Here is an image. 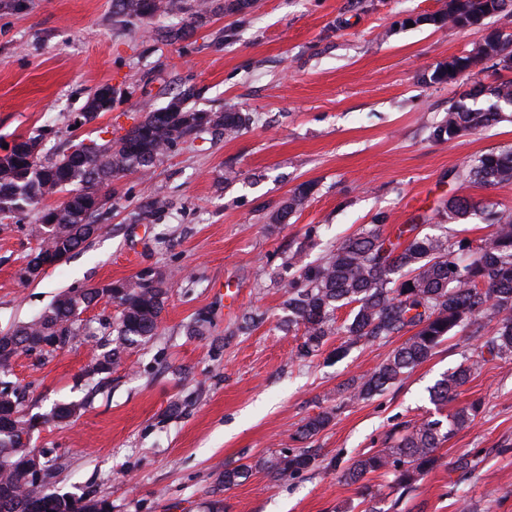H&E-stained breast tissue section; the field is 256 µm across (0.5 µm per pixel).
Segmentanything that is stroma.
<instances>
[{
	"label": "stroma",
	"instance_id": "stroma-1",
	"mask_svg": "<svg viewBox=\"0 0 512 512\" xmlns=\"http://www.w3.org/2000/svg\"><path fill=\"white\" fill-rule=\"evenodd\" d=\"M444 0H258L246 13H217L167 45L152 37L168 16L136 21L112 0H0V144L40 136V155L126 134L147 109L188 90L189 106L248 119L233 138L205 132L172 147L150 175L115 180L103 228L62 263L22 279L35 213L0 221V335L40 315L59 294L152 271L168 298L156 336L124 353L111 373L88 370L96 349L72 342L23 352L11 387L29 413L74 404L65 424L36 431L32 447L54 468L50 488L111 504L112 512H512V357L481 363L448 412L479 402L475 421L438 450L442 464L397 497L386 477L366 481L363 503L341 473L362 453L390 446L404 426L436 415L429 389L478 355L468 332L384 391L347 399L350 379L372 372L407 339L346 345L327 337L298 353L301 331L283 306L286 260L318 263L372 225L479 244L482 214L436 216L450 196L512 213V181L463 182L457 171L512 150V117L452 140L434 126L453 104L483 108L469 90L512 80L493 61L432 82L435 67L467 54L485 34L425 23ZM108 85L110 111L81 122L89 95ZM310 192L283 222L277 210L300 186ZM166 208L139 221L142 202ZM202 335H190L196 320ZM329 411L331 423L302 440L298 429ZM308 452L309 468L281 483L264 460ZM468 455L471 476L453 463ZM251 466L228 485L225 469Z\"/></svg>",
	"mask_w": 512,
	"mask_h": 512
}]
</instances>
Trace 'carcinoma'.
Instances as JSON below:
<instances>
[{
    "label": "carcinoma",
    "instance_id": "obj_1",
    "mask_svg": "<svg viewBox=\"0 0 512 512\" xmlns=\"http://www.w3.org/2000/svg\"><path fill=\"white\" fill-rule=\"evenodd\" d=\"M115 14L150 20L158 14H182L185 23L156 31V40L172 45L184 40L195 24L212 12L236 10L233 0H115ZM468 69V58L456 57L452 69L437 66L431 78L448 81ZM191 92L172 96L168 104L146 113L144 119L115 141L74 144L55 158L41 159L39 138L29 137L0 161V214L16 218L38 209L33 231L56 222L64 225V239L42 240V247L28 255L24 271L65 251L73 253L100 228L112 181L128 172L148 174L160 157L175 143L209 129H221L226 136L238 134L247 118L232 102L216 115L190 108ZM505 119L495 105L470 109L456 104L434 127L432 135L449 140L461 133L491 126ZM462 177L483 184L512 181V151L480 156ZM62 194L56 205L46 200ZM479 210L464 197L448 198L440 216L450 221L467 218ZM494 230L473 247L462 241L451 243L448 236L416 234L406 245L382 236L379 227L344 239L319 264L297 265L298 277L288 282V326L303 327L304 341L299 355L317 352L326 337L334 334V314L351 307L341 327L348 341H375L412 332L370 375L348 386L349 398L366 399L399 381L405 374L430 359L449 335L459 329L482 340L481 348L492 356H512V213H489ZM169 293L162 278L138 276L114 282L112 301L121 308L116 336L96 339V333L73 319L75 310L97 302L100 288L58 297L38 318L18 325L11 334L0 336V374L8 373L12 359L21 352H43L45 336H64L61 345L82 338L97 341L101 353L97 372L107 373L118 364L126 349L156 334ZM497 320L493 335L484 337L483 319ZM480 365L475 360L443 376L432 388L431 400L443 405L458 395L471 373ZM15 426L10 433L0 431V512H79L80 500L61 496L48 489L47 482L28 480V452L24 436L38 427L64 421L59 407L48 414H29L14 398ZM479 412L473 402L456 410L450 419H421L407 427L396 445L359 455L342 478L357 483L367 475L391 476V487L404 494L417 488L424 477L440 465L437 449L454 430L472 422ZM332 421V413L309 418L299 430L301 438H311ZM312 457L304 452L280 455L267 463L278 481H286L307 469Z\"/></svg>",
    "mask_w": 512,
    "mask_h": 512
}]
</instances>
